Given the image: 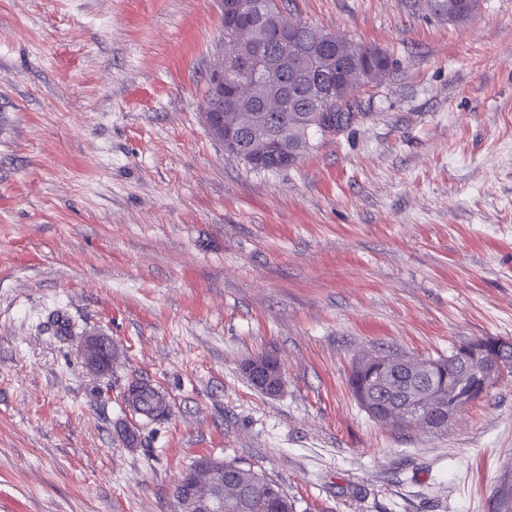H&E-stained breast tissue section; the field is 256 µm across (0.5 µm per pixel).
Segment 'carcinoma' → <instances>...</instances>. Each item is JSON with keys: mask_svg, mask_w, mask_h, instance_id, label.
I'll return each instance as SVG.
<instances>
[{"mask_svg": "<svg viewBox=\"0 0 512 512\" xmlns=\"http://www.w3.org/2000/svg\"><path fill=\"white\" fill-rule=\"evenodd\" d=\"M266 5L265 21L256 26L248 22L224 19V45L226 52L240 47L246 53L233 67L231 76L224 77V90L214 83L207 89V106L224 113L225 125L248 129V138L242 141L243 155L253 154V140L272 134L278 139L276 155L264 162V168L277 169L285 159L297 158L308 147V134L314 127L302 116L324 112L328 126L320 134L335 133L350 124L356 112L357 93L364 87L379 84L392 71L390 58L377 47L354 43L344 36L294 17L287 10L285 0H262ZM448 22L459 24L471 13L464 10L463 0H445ZM283 25L293 26L300 32L297 52L302 53L310 44H329L332 49L330 69L336 71V81L327 86L323 96L313 90L317 82L327 79L310 59L298 65L283 64L274 75H266L260 67L262 61L276 53L277 31ZM461 348L454 349L446 358L416 363L414 374L400 371L382 372L379 366L367 368L353 366L350 386L357 400L363 399L364 389L377 388L379 401L374 404L378 415L374 420L392 429L402 428L411 411L395 404L407 392L423 394L426 402L420 406V415L438 418L443 415L448 380L456 379L464 369L459 358ZM129 408L145 419L159 422L166 418L168 408L164 397L154 387L142 383L129 384L126 393ZM194 464L180 479L174 490L178 499L195 491L203 492L206 483H192L190 476L198 469ZM224 512H250L252 495L270 497V512H295L296 506L284 489L265 474L251 467L245 468L234 461L224 462Z\"/></svg>", "mask_w": 512, "mask_h": 512, "instance_id": "1", "label": "carcinoma"}]
</instances>
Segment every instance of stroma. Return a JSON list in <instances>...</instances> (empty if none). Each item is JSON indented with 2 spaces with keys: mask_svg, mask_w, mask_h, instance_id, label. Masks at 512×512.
<instances>
[{
  "mask_svg": "<svg viewBox=\"0 0 512 512\" xmlns=\"http://www.w3.org/2000/svg\"><path fill=\"white\" fill-rule=\"evenodd\" d=\"M289 8L395 69L260 170L201 118L219 0H0V512H180L208 457L297 512H496L512 487V373L430 433L349 386L366 352L512 342V0L455 25L438 0ZM135 379L166 421L129 412ZM80 355L89 370L99 372L102 361L112 358V342L106 336H87L82 342ZM270 358V357H269ZM264 359H267V358H262L260 356H256V357H253V358H250L248 360H246L243 364L244 366V372L245 374L248 376V380L251 382V384L256 387V388H260L255 382H254V379L251 377V375H248L249 373H252L261 381H264L266 385H269V390L272 392V393H275L276 391H278L281 386L283 387V373H282V368H281V365L280 363L275 360L274 358H270L271 360H275L277 362V365L279 366V369H280V376L279 378H274V377H271L268 375L267 372L263 371L262 370V362ZM260 390L266 394H269V395H273L269 392H266L264 391L263 388H260Z\"/></svg>",
  "mask_w": 512,
  "mask_h": 512,
  "instance_id": "1",
  "label": "stroma"
}]
</instances>
